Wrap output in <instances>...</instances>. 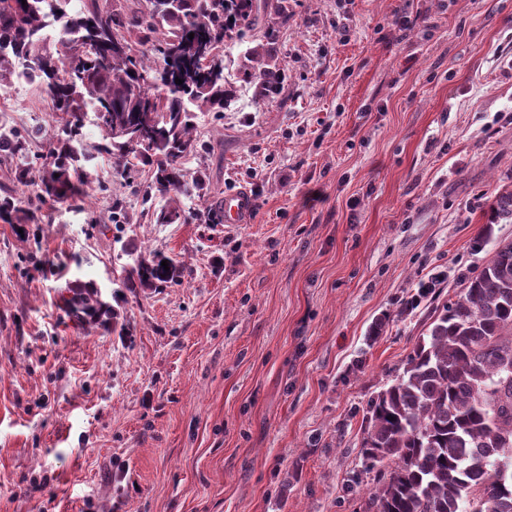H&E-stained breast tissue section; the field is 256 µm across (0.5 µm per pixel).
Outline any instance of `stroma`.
<instances>
[{"mask_svg": "<svg viewBox=\"0 0 512 512\" xmlns=\"http://www.w3.org/2000/svg\"><path fill=\"white\" fill-rule=\"evenodd\" d=\"M275 30L280 92L198 113L185 166L188 211L244 189L247 223H153L148 169L105 156L85 202L0 223V512H360L369 401L512 241L472 246L512 189V0H288ZM57 121L0 90L27 157ZM152 252L181 277L125 287ZM89 281L108 313L79 324Z\"/></svg>", "mask_w": 512, "mask_h": 512, "instance_id": "stroma-1", "label": "stroma"}]
</instances>
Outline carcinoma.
Masks as SVG:
<instances>
[{
	"instance_id": "obj_1",
	"label": "carcinoma",
	"mask_w": 512,
	"mask_h": 512,
	"mask_svg": "<svg viewBox=\"0 0 512 512\" xmlns=\"http://www.w3.org/2000/svg\"><path fill=\"white\" fill-rule=\"evenodd\" d=\"M288 18V0H160L149 15L120 0H0V88L24 78L46 94L65 123L49 137L36 168L15 181L37 187L34 199L71 203L92 182L86 163L97 152L121 174L151 171L142 205L157 224L189 219L183 199L204 196L188 180L185 161L201 147L198 112H222L233 96L224 76V46L258 27L266 38ZM194 38H189V34ZM258 45L245 55L244 76L260 94L277 93L284 74ZM153 79L156 102L144 99ZM183 83H175V79ZM95 116L99 142L84 143L83 116ZM30 135L0 128V152L24 157ZM0 221L32 224L34 212L0 198ZM493 224H512V190L490 205L483 245ZM152 254L135 267L142 288L179 277L177 265ZM69 313H102L95 285L65 299ZM363 473L374 474L363 512H512V242H500L479 275L444 305L417 339L402 372L369 404L363 419Z\"/></svg>"
}]
</instances>
